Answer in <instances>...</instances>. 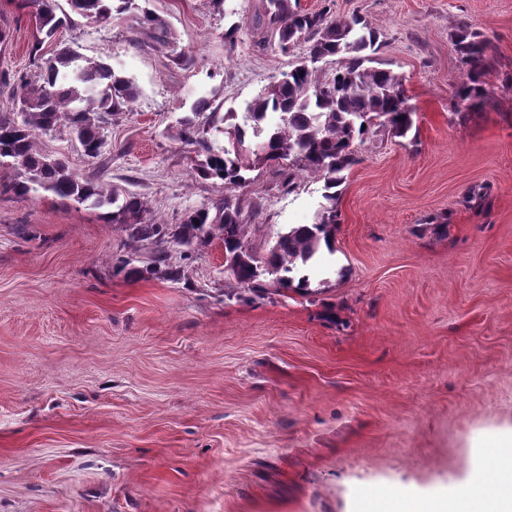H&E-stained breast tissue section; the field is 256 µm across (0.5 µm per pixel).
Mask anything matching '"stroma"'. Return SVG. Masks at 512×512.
Returning a JSON list of instances; mask_svg holds the SVG:
<instances>
[{"label": "stroma", "instance_id": "1", "mask_svg": "<svg viewBox=\"0 0 512 512\" xmlns=\"http://www.w3.org/2000/svg\"><path fill=\"white\" fill-rule=\"evenodd\" d=\"M263 0H145L191 67L128 18L76 19L42 46L101 60L140 96L109 125L112 186L166 223L224 196L170 132L199 97L245 112L290 56L257 37ZM384 43L405 79L414 134L360 148L337 202L321 294L228 302L224 249L189 263L190 286L112 273L125 242L99 210L49 192L0 196V512H405L395 495L462 481L512 427V0H335ZM466 20L497 45L494 102L451 113ZM0 74L33 69L35 20L0 0ZM80 175L96 164L65 134L37 140ZM486 186L484 206L465 199ZM267 241L322 202L258 170ZM447 215L448 236L424 231ZM340 319H320L322 304Z\"/></svg>", "mask_w": 512, "mask_h": 512}]
</instances>
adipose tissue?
I'll use <instances>...</instances> for the list:
<instances>
[{"instance_id": "1", "label": "adipose tissue", "mask_w": 512, "mask_h": 512, "mask_svg": "<svg viewBox=\"0 0 512 512\" xmlns=\"http://www.w3.org/2000/svg\"><path fill=\"white\" fill-rule=\"evenodd\" d=\"M505 453L498 457L496 469L498 481L493 491H486L478 474L451 489H439L431 500L432 512H469V507L484 495H491L492 512H512V432L497 439Z\"/></svg>"}]
</instances>
